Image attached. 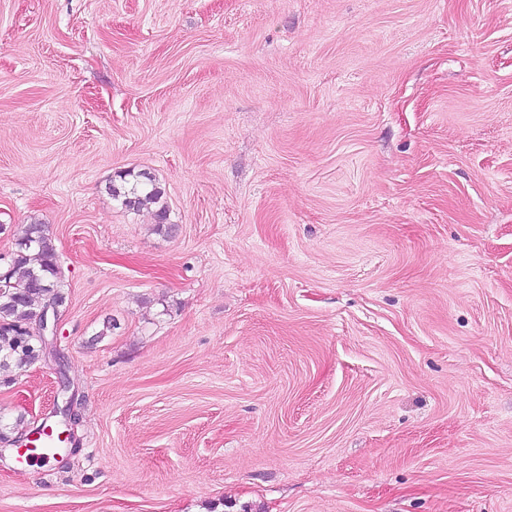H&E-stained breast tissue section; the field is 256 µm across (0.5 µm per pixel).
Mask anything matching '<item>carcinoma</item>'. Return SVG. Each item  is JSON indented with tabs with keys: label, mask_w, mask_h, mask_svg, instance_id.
I'll list each match as a JSON object with an SVG mask.
<instances>
[{
	"label": "carcinoma",
	"mask_w": 512,
	"mask_h": 512,
	"mask_svg": "<svg viewBox=\"0 0 512 512\" xmlns=\"http://www.w3.org/2000/svg\"><path fill=\"white\" fill-rule=\"evenodd\" d=\"M121 182H109L107 192L130 209L156 204V228L170 233L164 190L147 172L120 176ZM61 268L49 226L31 223L18 242V253L11 258L4 278L0 279V376L12 374L41 359L43 347L33 341L29 328L41 307L65 299Z\"/></svg>",
	"instance_id": "obj_1"
}]
</instances>
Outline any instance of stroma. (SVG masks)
Returning <instances> with one entry per match:
<instances>
[{
  "label": "stroma",
  "mask_w": 512,
  "mask_h": 512,
  "mask_svg": "<svg viewBox=\"0 0 512 512\" xmlns=\"http://www.w3.org/2000/svg\"><path fill=\"white\" fill-rule=\"evenodd\" d=\"M34 221L0 417L67 378L77 448L0 512H512V0H0V270ZM131 176V180H126ZM121 183L112 179L106 186L107 192L113 199H121L122 204L129 210H138L146 204H158L156 210V228L158 231L171 233L174 224L168 222L167 206L162 202L164 190L157 179L147 172L137 174L126 173L119 176ZM17 244L18 253L0 279V376L7 378L41 359L42 345H46L48 336H56L58 330L59 311L52 302L65 299L49 226L27 224ZM36 304L39 308L48 304L39 315L42 345L34 342L29 332L40 313L35 310Z\"/></svg>",
  "instance_id": "obj_1"
}]
</instances>
